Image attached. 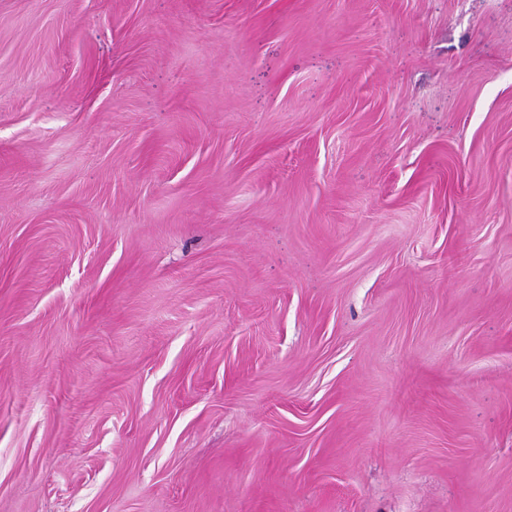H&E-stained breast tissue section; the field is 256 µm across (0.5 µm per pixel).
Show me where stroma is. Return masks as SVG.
Wrapping results in <instances>:
<instances>
[{
	"label": "stroma",
	"mask_w": 512,
	"mask_h": 512,
	"mask_svg": "<svg viewBox=\"0 0 512 512\" xmlns=\"http://www.w3.org/2000/svg\"><path fill=\"white\" fill-rule=\"evenodd\" d=\"M0 512H512V0H0Z\"/></svg>",
	"instance_id": "1"
}]
</instances>
